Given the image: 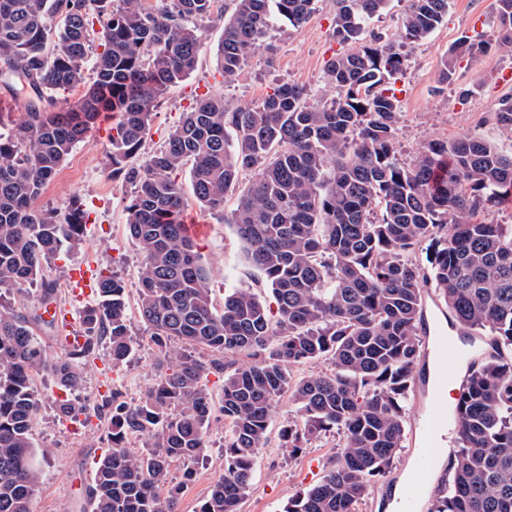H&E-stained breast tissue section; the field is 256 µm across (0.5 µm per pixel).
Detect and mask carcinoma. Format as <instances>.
Listing matches in <instances>:
<instances>
[{"label": "carcinoma", "mask_w": 512, "mask_h": 512, "mask_svg": "<svg viewBox=\"0 0 512 512\" xmlns=\"http://www.w3.org/2000/svg\"><path fill=\"white\" fill-rule=\"evenodd\" d=\"M218 46L224 83L267 40L274 21L309 20L317 0H231ZM389 0H336L338 41H359L363 24ZM214 0H0V88L19 91L23 118L0 134V298L19 291L66 242L80 240L75 203L42 208L45 187L100 116H112V176L133 188L127 234L143 255L140 321L157 348L153 385L129 404L116 390L112 447L97 461L92 512H177L170 466L207 448L214 413L207 375H224V475L199 512H240L259 452L271 442L278 402L297 417L277 434L297 453L327 433L339 451L322 479L282 512H357L405 448V403L422 357L424 289L465 335L491 336L495 353L467 370L457 409L449 483L429 512H512V234L476 220L512 194V152L478 133L433 139L406 162L398 151V99L389 87L408 58L397 45L428 39L448 0H409L396 44L373 36L332 58L334 97L276 85L252 106L220 94L199 98L162 149L140 151L160 99L196 70L203 48L191 20L212 17ZM497 39L464 36L442 61L439 83L459 59L512 54V0H494ZM101 25L95 80L77 100L54 93L84 82L90 22ZM512 137V96L493 112ZM189 172L201 208L234 225L274 307L236 288L217 308L197 244L181 222ZM253 173L240 186V176ZM234 197L226 209L228 197ZM425 257H420V254ZM97 301L82 315L84 342L48 359L32 330L41 316L0 303V512H32L39 491L33 434L40 404L33 375L48 370L67 393L84 385L98 343L112 369L133 350L124 282L99 271ZM328 371L294 377L290 367ZM95 407L68 399V420ZM145 439L131 452L126 437Z\"/></svg>", "instance_id": "carcinoma-1"}]
</instances>
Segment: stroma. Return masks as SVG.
<instances>
[{
	"label": "stroma",
	"mask_w": 512,
	"mask_h": 512,
	"mask_svg": "<svg viewBox=\"0 0 512 512\" xmlns=\"http://www.w3.org/2000/svg\"><path fill=\"white\" fill-rule=\"evenodd\" d=\"M492 8L493 0H450L447 17L426 41L411 49L410 64L395 84L401 112L397 137L404 159H411L429 140L452 139L473 130L501 149L512 151V141L501 134L491 118L499 99L512 94V84L501 82L504 72H512V55L491 52L474 61L461 59L453 82L443 85L438 81L444 53L462 36L488 41L496 38ZM335 12L334 0H317L316 10L305 24L294 26L288 20H277L264 47L228 85L216 67L223 25L216 19L201 22L205 48L198 68L161 99L137 162H144L164 144L184 113L191 111L203 94L220 91L235 104L249 106L261 101L281 82L296 83L320 93L327 62L344 50L333 33ZM464 88L469 89V96H461ZM111 125L109 117H101L66 157L39 199L41 206L58 207L74 198L85 214L81 242L63 247L45 270L46 279L56 287L57 299L74 319L67 329L37 328L41 346L50 357L61 353V335L82 334L80 317L90 305L89 300L72 294L65 286L72 265L91 261L99 268L116 272L126 284L129 308L137 306V270L142 257L126 231L125 205L131 187L112 177ZM184 215L205 227L197 241L202 261L210 272L215 302L223 303L225 293L231 289L254 286L261 274L247 262L244 245L234 228L201 210L193 200ZM131 335L132 359L122 370H113L108 348L103 344L86 365L85 392L91 399L116 389L126 400L134 401L153 383L157 374L156 347L139 319H132ZM33 385L43 399L34 435L42 472L34 512H90L88 491L71 489L69 474L77 471L91 477L96 461L109 443L100 427H87L85 435L76 438L62 425L52 402L57 386L51 376L36 374ZM207 439V455L194 464L191 480L183 478L184 464L176 463L171 468L173 483L184 486L180 512H198L212 484L224 473L221 413H214ZM336 443L337 437L331 433L312 441L295 455L273 444L262 449L241 512H281L289 497L322 478L336 455Z\"/></svg>",
	"instance_id": "stroma-1"
}]
</instances>
